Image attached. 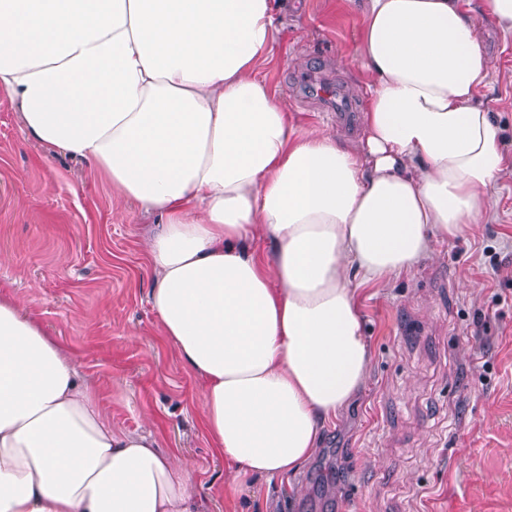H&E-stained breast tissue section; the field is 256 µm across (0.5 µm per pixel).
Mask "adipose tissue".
Wrapping results in <instances>:
<instances>
[{"label": "adipose tissue", "instance_id": "1", "mask_svg": "<svg viewBox=\"0 0 512 512\" xmlns=\"http://www.w3.org/2000/svg\"><path fill=\"white\" fill-rule=\"evenodd\" d=\"M274 0H0V89L33 139L158 224L149 302L230 481L296 474L370 364L357 286L487 220L512 169L470 0H362L357 144L299 132L256 72ZM264 240L265 252L254 243ZM192 472L116 432L0 296V512H195Z\"/></svg>", "mask_w": 512, "mask_h": 512}]
</instances>
